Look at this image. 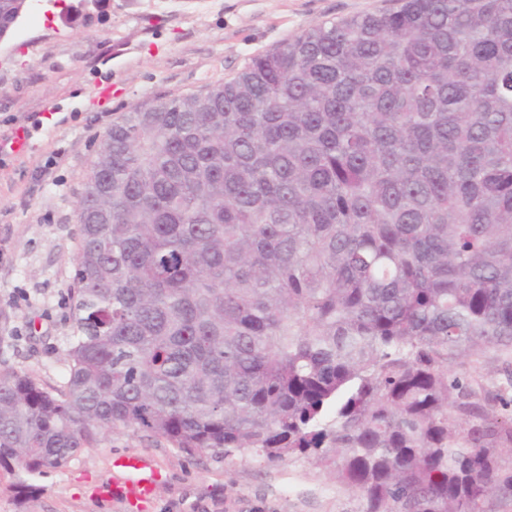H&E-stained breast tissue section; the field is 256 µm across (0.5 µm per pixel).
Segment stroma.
I'll return each mask as SVG.
<instances>
[{
    "label": "stroma",
    "instance_id": "stroma-1",
    "mask_svg": "<svg viewBox=\"0 0 512 512\" xmlns=\"http://www.w3.org/2000/svg\"><path fill=\"white\" fill-rule=\"evenodd\" d=\"M74 0H31L0 43V370L62 386L74 334L70 290L77 211L104 134L123 113L196 93L253 57L329 20L393 0H103L75 23ZM55 113L52 125L41 115ZM30 146L11 147L18 129ZM138 454L164 479L146 512H358V493L303 456L188 453L130 428L103 432L65 466L32 477L0 468V512H129L98 495L121 479L112 459Z\"/></svg>",
    "mask_w": 512,
    "mask_h": 512
}]
</instances>
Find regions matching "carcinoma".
<instances>
[{"label": "carcinoma", "instance_id": "carcinoma-1", "mask_svg": "<svg viewBox=\"0 0 512 512\" xmlns=\"http://www.w3.org/2000/svg\"><path fill=\"white\" fill-rule=\"evenodd\" d=\"M79 220L68 377L0 371V467L125 427L311 457L359 512L512 499V0H396L132 109ZM491 349L504 382L453 370Z\"/></svg>", "mask_w": 512, "mask_h": 512}]
</instances>
